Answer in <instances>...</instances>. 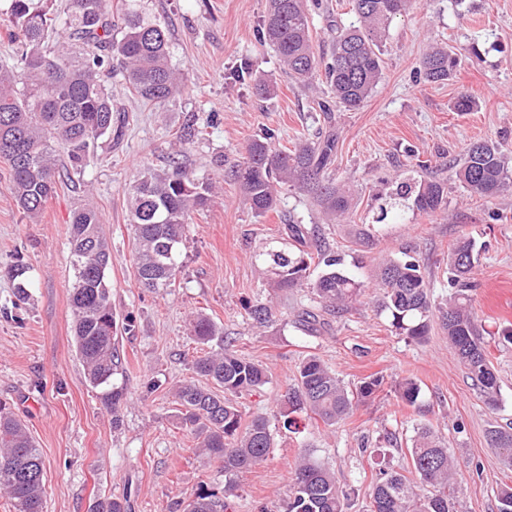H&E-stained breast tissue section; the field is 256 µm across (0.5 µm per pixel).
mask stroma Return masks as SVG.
I'll list each match as a JSON object with an SVG mask.
<instances>
[{
	"instance_id": "obj_1",
	"label": "stroma",
	"mask_w": 512,
	"mask_h": 512,
	"mask_svg": "<svg viewBox=\"0 0 512 512\" xmlns=\"http://www.w3.org/2000/svg\"><path fill=\"white\" fill-rule=\"evenodd\" d=\"M319 2L310 28L316 55L325 56L334 25L357 17L349 0ZM127 4L168 28L171 63L187 75L189 92L146 103L113 78L119 137L102 141L84 172L63 179L38 217L18 207L9 166L0 160V404L25 424L45 461L44 512H91L97 499L112 496L126 499L127 512H183L199 485L223 493L222 464L204 459L173 397L177 385L196 380L193 362L208 351L192 335L200 314L268 372L267 384L240 405L244 420H268L273 446L266 461L239 474L234 512H282L294 463L305 451L349 489L348 512H368L379 450L391 449L393 465L410 466L408 450L423 425L447 443L459 512H497L498 490L512 484V469L489 443L491 430L512 424V343L502 339L512 330V186L479 200L452 182L451 166L477 141L512 150V0H417L386 31L382 77L369 98L359 109L328 113L321 110L332 98L324 73L297 84L263 43L266 0H112L113 16ZM440 44L453 47L461 65L448 81L429 83L420 61ZM261 83L271 95L258 92ZM463 92L474 98L473 111H453ZM190 114L198 133L183 142ZM264 130L277 149L301 135L335 132L331 175L353 197L345 222L287 186L265 216L245 204L232 172ZM175 162L214 182L216 192L191 217L175 283L150 293L134 277L128 189L144 167ZM432 176L448 183L444 210L425 215L397 196L399 183ZM88 203L99 210L109 242L116 314L136 320L135 335L117 338L121 365L113 382L126 389L117 426L102 389L87 381L73 339L71 218ZM290 221L308 228L309 248H329L364 282L359 301L328 314L309 288L274 290L263 254L290 246ZM362 227L369 243L356 235ZM463 235L479 250L472 306L499 378L493 409L440 326L422 342L395 334L373 301L379 264L411 257L436 309L447 308L448 252ZM17 264L27 269L22 297L8 274ZM260 302L273 309L263 327L248 315ZM310 355L350 391L376 376L382 385L336 426L300 413L298 431L290 432L281 423L283 396ZM408 379L419 387L412 405L398 392Z\"/></svg>"
}]
</instances>
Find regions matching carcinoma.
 Here are the masks:
<instances>
[{
	"mask_svg": "<svg viewBox=\"0 0 512 512\" xmlns=\"http://www.w3.org/2000/svg\"><path fill=\"white\" fill-rule=\"evenodd\" d=\"M358 24L339 27L331 39L325 76L336 104L359 108L382 75L380 43L391 21L408 12L413 0H351ZM8 38L16 46L12 67L0 66V158L11 171L12 192L18 206L37 215L61 179L58 152L71 166H89L100 139L112 137V90L108 80L121 77L145 102H163L186 92L187 85L170 59L169 32L133 10L121 23L112 21L109 0H9L4 19ZM263 41L276 52L285 73L299 82L312 79L319 61L312 45L306 0H267L261 20ZM460 59L448 47H434L420 62V73L431 83L448 80ZM335 139L300 141L276 150L271 133L262 132L247 145L246 157L235 171L246 204L258 216L277 206L281 185L310 193L327 214L350 213L349 190L329 176ZM452 177L471 196L496 197L512 182V152L502 145L480 141L451 167ZM213 185L182 164L164 170L146 168L128 190L130 224L134 228L135 278L149 291L169 288L178 273V249L191 215L206 205ZM413 209L436 213L447 205L448 191L437 180L400 186ZM71 263L74 284L70 295L74 341L88 382L95 388L111 384L119 363L118 324L108 281L110 249L101 217L86 204L72 215ZM479 250L463 237L448 253V270L455 291L442 312L448 341L468 371L473 386L492 406L498 382L488 360L471 307L470 276ZM323 268L310 283L325 308L336 309L356 300L364 285L340 268L330 251L319 253ZM266 260L275 270L273 287L286 292L306 282L305 254L269 250ZM378 310L390 318L398 335L422 341L432 328L429 286L420 265L412 260H387L380 265ZM202 344H214L195 362L198 375L222 388L214 392L196 384L175 389L181 423L198 440L203 454L219 458L227 480L224 496L201 485L185 512H228L238 496L234 476L265 461L272 448L267 421L254 417L242 425L232 397L261 389L266 369L224 343V332L208 317L194 322ZM112 424L125 400L121 387L106 394ZM283 427L296 425L292 414L306 412L332 427L353 410V398L341 380L319 358L309 356L297 369L296 383L285 395ZM491 445L512 468V428L490 432ZM408 477L387 463L373 488L370 512H458L454 495L455 466L442 438L430 427L418 429L408 449ZM44 460L21 422L0 405V490L14 502L16 512H43ZM348 494L334 473L303 455L292 473V488L284 512H347ZM93 512H126L119 497L100 499Z\"/></svg>",
	"mask_w": 512,
	"mask_h": 512,
	"instance_id": "cac0c4a2",
	"label": "carcinoma"
}]
</instances>
